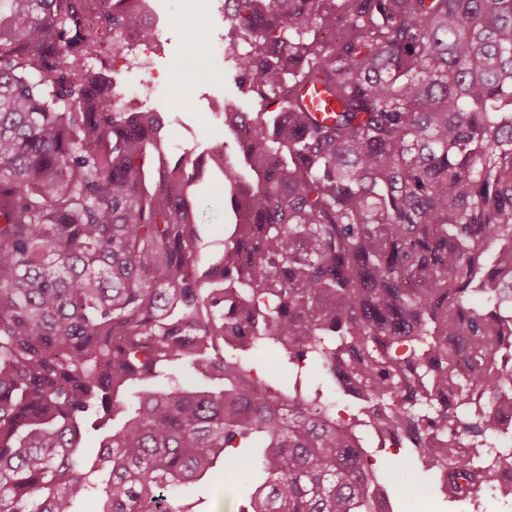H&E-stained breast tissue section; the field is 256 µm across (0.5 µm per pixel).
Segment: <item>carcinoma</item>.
<instances>
[{
    "label": "carcinoma",
    "instance_id": "1",
    "mask_svg": "<svg viewBox=\"0 0 512 512\" xmlns=\"http://www.w3.org/2000/svg\"><path fill=\"white\" fill-rule=\"evenodd\" d=\"M142 2L0 0V512H182L232 448L265 475L238 512H389L367 432L478 496L512 434V0H224L263 102L222 112L236 159L119 105L95 60ZM209 164L235 223L201 270Z\"/></svg>",
    "mask_w": 512,
    "mask_h": 512
}]
</instances>
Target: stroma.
Masks as SVG:
<instances>
[{"label": "stroma", "mask_w": 512, "mask_h": 512, "mask_svg": "<svg viewBox=\"0 0 512 512\" xmlns=\"http://www.w3.org/2000/svg\"><path fill=\"white\" fill-rule=\"evenodd\" d=\"M143 21L158 34L152 47L149 71L128 68L116 63L114 56L106 62L118 73L128 95L145 97L148 105L166 113L169 119L168 145L173 154L189 151L200 154L215 138L226 141L228 155L237 156L238 145L229 138L223 122L216 117V105H229L241 111L253 109L254 101L245 96L234 80L233 63L222 58L228 41L223 13L200 11L196 0H147ZM198 30L212 59L202 77L194 84L186 104L172 96L177 74L171 62L180 57L189 30ZM190 193L201 214L198 226L197 257L208 265L224 249L234 215L227 203L228 191L220 173L213 172L193 185ZM245 485L225 488L223 484L200 481L185 490L180 498L183 512H238L246 506Z\"/></svg>", "instance_id": "stroma-1"}]
</instances>
